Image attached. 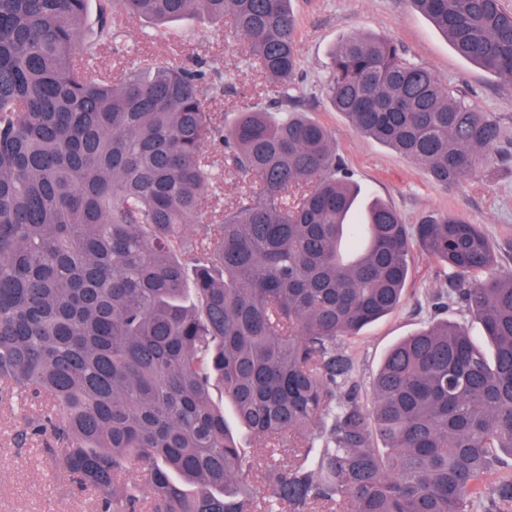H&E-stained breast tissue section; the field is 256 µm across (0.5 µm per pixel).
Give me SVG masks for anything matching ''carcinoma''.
Listing matches in <instances>:
<instances>
[{
	"label": "carcinoma",
	"instance_id": "obj_1",
	"mask_svg": "<svg viewBox=\"0 0 512 512\" xmlns=\"http://www.w3.org/2000/svg\"><path fill=\"white\" fill-rule=\"evenodd\" d=\"M288 2L0 0V403L32 404L14 442L40 440L92 512H512V272L491 273L512 241L378 201L352 219L330 133L296 111ZM409 2L512 83L503 0ZM199 14L229 18L275 91L224 128L218 66L96 64L130 22ZM324 92L434 182L490 180L500 119L395 39L344 37ZM218 138L247 185L219 213ZM416 247L448 268L435 308L477 317L493 357L438 320L388 352L366 404L341 342L399 307Z\"/></svg>",
	"mask_w": 512,
	"mask_h": 512
}]
</instances>
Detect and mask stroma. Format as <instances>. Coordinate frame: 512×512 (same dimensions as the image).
I'll use <instances>...</instances> for the list:
<instances>
[{"label": "stroma", "instance_id": "35a3bbf8", "mask_svg": "<svg viewBox=\"0 0 512 512\" xmlns=\"http://www.w3.org/2000/svg\"><path fill=\"white\" fill-rule=\"evenodd\" d=\"M304 79L299 107L332 134L336 150L365 199H381L400 213L404 223L418 224L433 213H453L482 225L494 239L512 237V159L494 161L488 185L444 187L427 171L389 147L359 135L347 118L318 93L330 71L331 54L352 33L393 36L410 59L432 69L438 78L466 95L470 103L503 119L512 141V85L458 56L443 34L406 0H292ZM223 28L203 16L172 22L145 36L129 27L120 50L104 48L97 61L114 73L135 56H160L175 64L216 61L232 85L208 98L211 112L233 119L243 98L263 104L271 86L259 67L245 66L242 44H225ZM447 271L421 251H414L401 306L392 314L343 340L355 357L352 383L360 397L370 395V381L388 350L426 328L435 315L431 297L445 286ZM15 418L0 409V512H88L85 496L56 481L39 447L19 449L10 441Z\"/></svg>", "mask_w": 512, "mask_h": 512}]
</instances>
